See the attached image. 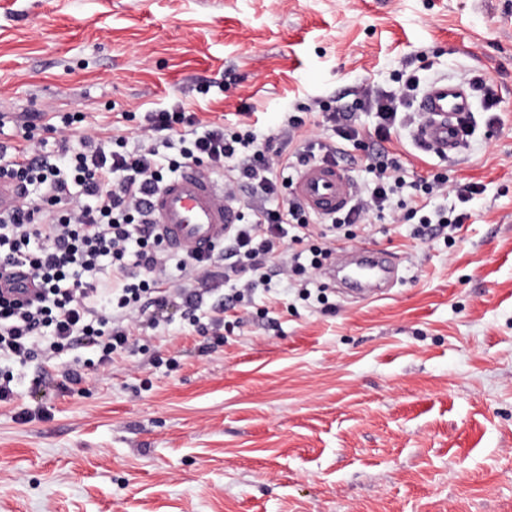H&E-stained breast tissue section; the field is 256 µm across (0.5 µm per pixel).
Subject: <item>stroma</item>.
I'll use <instances>...</instances> for the list:
<instances>
[{
	"label": "stroma",
	"instance_id": "obj_1",
	"mask_svg": "<svg viewBox=\"0 0 512 512\" xmlns=\"http://www.w3.org/2000/svg\"><path fill=\"white\" fill-rule=\"evenodd\" d=\"M418 53L423 81L480 74L499 99L489 128L473 95L455 156L385 144L407 180L481 184L467 223L339 236L392 253L378 298L278 275L227 310L205 296L216 335L173 304L106 368L78 346L15 369L0 512H512V0H0V144L15 117L48 141L79 113L133 148L176 104L271 132L291 104L397 92Z\"/></svg>",
	"mask_w": 512,
	"mask_h": 512
}]
</instances>
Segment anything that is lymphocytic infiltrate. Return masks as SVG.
<instances>
[{"instance_id":"obj_1","label":"lymphocytic infiltrate","mask_w":512,"mask_h":512,"mask_svg":"<svg viewBox=\"0 0 512 512\" xmlns=\"http://www.w3.org/2000/svg\"><path fill=\"white\" fill-rule=\"evenodd\" d=\"M400 94L364 87L351 104L318 101L333 134L323 137L307 125L308 109L288 108L284 125L272 133L219 125L199 126L182 107L148 113L149 139L127 149L124 137L105 136L96 129L75 131L77 115H64L48 125L56 150L33 148L32 127L24 125L22 145L12 154H0V181L8 180L22 192L17 207L0 213V271L21 269L26 281L0 288V361L21 366L32 359L51 357L78 345L95 349L99 367L108 366L115 353L133 351L137 340L129 326L143 320L150 308L180 299L187 313H195L210 292L212 269L223 265L225 277H237L238 291L225 295V304L267 285L275 258L289 243L308 242L293 253L290 269L304 284L322 275L331 253L326 234L314 233L313 219L279 181V173L300 170L318 161H339L348 143L358 144L372 173L347 210L330 216L333 229L370 220L396 224L417 220L416 235L435 238L444 228L460 226L466 211L439 208L427 214L405 208L400 195L406 185L402 166L384 148L401 126H419L418 112L399 113V98L420 90L416 74L396 73ZM360 112L374 113L369 138L356 125ZM177 135L179 154L160 164L153 135ZM194 164L224 180L228 196L247 188L255 200L240 216L226 243L206 255H187L179 267L194 276L198 286L159 288L171 253L153 231L146 195L165 181L167 173ZM275 207H267L269 199ZM120 276L110 289L104 310L94 299L103 263Z\"/></svg>"}]
</instances>
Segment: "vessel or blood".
<instances>
[{"label":"vessel or blood","instance_id":"vessel-or-blood-1","mask_svg":"<svg viewBox=\"0 0 512 512\" xmlns=\"http://www.w3.org/2000/svg\"><path fill=\"white\" fill-rule=\"evenodd\" d=\"M428 116L418 139L429 150L453 156L462 147L460 120L471 109V97L461 84L440 78L428 85L420 103ZM294 196L308 210L331 215L345 210L354 196L352 181L341 165L314 163L302 169ZM154 230L164 244L187 254H208L222 243L236 224L239 211L227 197L223 185L201 167L190 165L165 182L150 197ZM394 270L378 251H339L328 279L339 278L356 289L361 298L374 296Z\"/></svg>","mask_w":512,"mask_h":512}]
</instances>
